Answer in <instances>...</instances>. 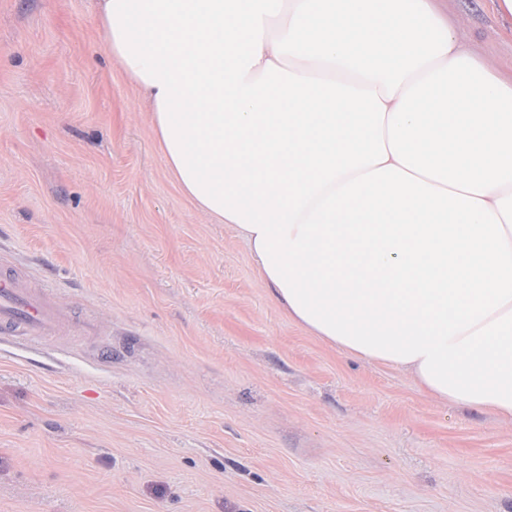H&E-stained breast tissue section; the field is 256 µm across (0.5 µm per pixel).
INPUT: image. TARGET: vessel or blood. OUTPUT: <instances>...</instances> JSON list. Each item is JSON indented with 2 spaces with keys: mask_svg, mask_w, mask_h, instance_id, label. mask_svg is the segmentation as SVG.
<instances>
[{
  "mask_svg": "<svg viewBox=\"0 0 512 512\" xmlns=\"http://www.w3.org/2000/svg\"><path fill=\"white\" fill-rule=\"evenodd\" d=\"M68 313L11 272L0 254V335L36 338L57 335Z\"/></svg>",
  "mask_w": 512,
  "mask_h": 512,
  "instance_id": "b4317fda",
  "label": "vessel or blood"
}]
</instances>
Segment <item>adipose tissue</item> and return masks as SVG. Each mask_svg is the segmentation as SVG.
<instances>
[{"label":"adipose tissue","mask_w":512,"mask_h":512,"mask_svg":"<svg viewBox=\"0 0 512 512\" xmlns=\"http://www.w3.org/2000/svg\"><path fill=\"white\" fill-rule=\"evenodd\" d=\"M165 164L291 319L512 415V83L433 0H97Z\"/></svg>","instance_id":"adipose-tissue-1"}]
</instances>
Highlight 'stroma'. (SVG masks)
<instances>
[{
  "mask_svg": "<svg viewBox=\"0 0 512 512\" xmlns=\"http://www.w3.org/2000/svg\"><path fill=\"white\" fill-rule=\"evenodd\" d=\"M438 6L512 78L497 0ZM93 10L0 0V252L73 319L0 347V512H512V417L291 319Z\"/></svg>",
  "mask_w": 512,
  "mask_h": 512,
  "instance_id": "obj_1",
  "label": "stroma"
}]
</instances>
